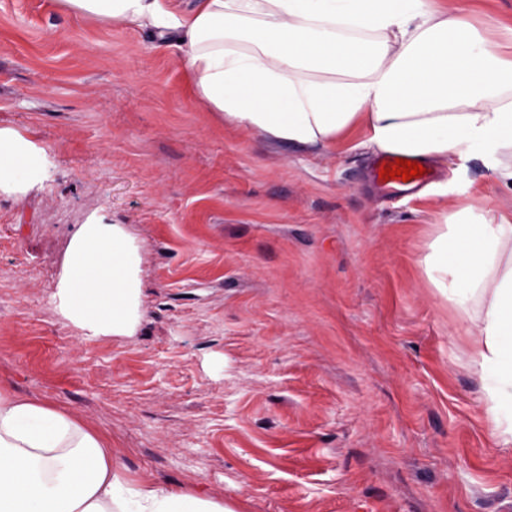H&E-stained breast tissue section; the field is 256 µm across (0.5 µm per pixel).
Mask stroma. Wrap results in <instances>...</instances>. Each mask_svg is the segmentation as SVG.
Returning a JSON list of instances; mask_svg holds the SVG:
<instances>
[{
  "instance_id": "stroma-1",
  "label": "stroma",
  "mask_w": 512,
  "mask_h": 512,
  "mask_svg": "<svg viewBox=\"0 0 512 512\" xmlns=\"http://www.w3.org/2000/svg\"><path fill=\"white\" fill-rule=\"evenodd\" d=\"M436 2L512 28V0ZM176 38L0 0V129L49 161L0 192V386L74 414L129 479L233 512H512L470 366L480 306L461 317L422 264L468 206L512 222V190L453 157L421 195H376L362 126L326 150L240 128ZM100 218L143 242L126 335L56 308Z\"/></svg>"
}]
</instances>
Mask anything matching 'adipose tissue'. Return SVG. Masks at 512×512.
<instances>
[{
    "label": "adipose tissue",
    "mask_w": 512,
    "mask_h": 512,
    "mask_svg": "<svg viewBox=\"0 0 512 512\" xmlns=\"http://www.w3.org/2000/svg\"><path fill=\"white\" fill-rule=\"evenodd\" d=\"M84 16L180 34L200 100L274 139L328 146L355 125L377 151L475 157L512 185V61L496 31L435 0H59ZM44 155L0 130V189L37 180ZM141 243L122 225L74 232L56 294L88 336L132 332ZM423 263L457 310L472 299L471 366L497 445H512V224L446 225ZM0 512H225L170 484L135 482L73 416L0 390Z\"/></svg>",
    "instance_id": "ef3b65f1"
}]
</instances>
